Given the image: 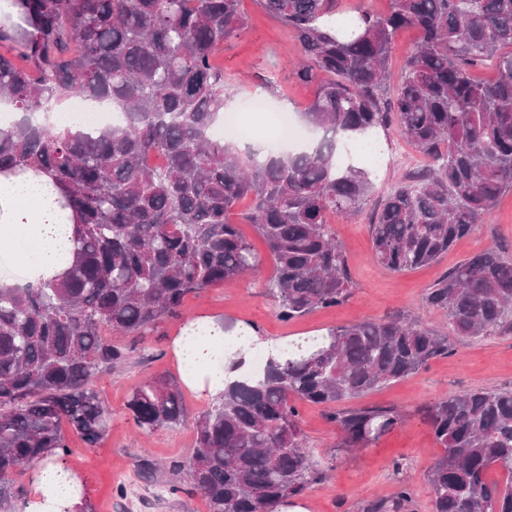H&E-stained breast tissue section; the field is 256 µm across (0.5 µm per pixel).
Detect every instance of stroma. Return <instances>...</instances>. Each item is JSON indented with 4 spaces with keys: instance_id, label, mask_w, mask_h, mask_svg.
Masks as SVG:
<instances>
[{
    "instance_id": "35a3bbf8",
    "label": "stroma",
    "mask_w": 512,
    "mask_h": 512,
    "mask_svg": "<svg viewBox=\"0 0 512 512\" xmlns=\"http://www.w3.org/2000/svg\"><path fill=\"white\" fill-rule=\"evenodd\" d=\"M246 24L237 35L218 45L215 57L224 68V87L231 108L255 95L270 111L296 112L312 102L316 82H304L293 71L302 50L293 32L267 14L259 0H241ZM385 162L376 172L374 198H381L405 171L421 164V156L404 140L381 143ZM332 227L344 247L353 281L345 304L281 321L274 300L266 296L264 282L272 274L271 261L244 279L190 294L178 320L163 323L143 344L132 337L113 336L115 344L129 348L128 362L102 373L95 382L101 398L112 410V423L96 447H88L76 434H68L71 452L64 464L78 475L94 512H208L199 493L171 495L169 464L186 457L194 446V430L185 425L146 436L125 416L126 402L135 387L149 379L178 378L171 342L183 323L199 316L255 324L263 336L294 340L320 335L327 329L362 319H380L395 312L409 314L428 325L442 322L440 311L425 302L427 289L444 273L474 253L498 245L512 250V190L506 191L476 230L460 240L433 265L404 274L382 269L373 256L365 216L333 217ZM489 385H512V336L454 341L447 356L424 369L364 397L367 405H395L405 414L404 424L377 444L352 454L338 452L339 431L327 419V408L300 406L306 446L329 476L297 503L306 512H363L369 501L389 494L399 480L413 492V512H432L428 474L441 449L417 412L420 404L461 391ZM149 456L156 471L143 474L141 456Z\"/></svg>"
}]
</instances>
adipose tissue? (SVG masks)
<instances>
[{"mask_svg": "<svg viewBox=\"0 0 512 512\" xmlns=\"http://www.w3.org/2000/svg\"><path fill=\"white\" fill-rule=\"evenodd\" d=\"M74 251V216L59 208L50 175L34 169L0 174V266L12 270V284L51 281L69 266ZM195 324L194 331L174 338L172 351L184 386L212 399L243 370L214 354L224 342L217 321L200 316ZM33 486L24 512H70L75 503L60 462L40 466Z\"/></svg>", "mask_w": 512, "mask_h": 512, "instance_id": "1", "label": "adipose tissue"}]
</instances>
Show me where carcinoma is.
Returning a JSON list of instances; mask_svg holds the SVG:
<instances>
[{
	"instance_id": "carcinoma-1",
	"label": "carcinoma",
	"mask_w": 512,
	"mask_h": 512,
	"mask_svg": "<svg viewBox=\"0 0 512 512\" xmlns=\"http://www.w3.org/2000/svg\"><path fill=\"white\" fill-rule=\"evenodd\" d=\"M295 32L296 75L319 80L303 117L322 138L309 151L263 159L213 136L224 115L218 43L245 25L240 0H14L0 25V173H49L76 216L72 264L43 285L0 283V512H17L16 476L70 448L68 424L93 448L112 410L98 374L127 362L107 333L142 339L181 316L185 298L259 269L261 256L232 219L239 201L264 239V283L284 321L351 295L330 217L356 216L375 170L351 146L404 139L425 160L374 211L373 256L403 273L428 266L475 231L512 190V0H390L379 15L336 12V0H260ZM420 38L390 91L397 32ZM487 63L493 79L467 66ZM72 97L116 107L94 133L40 118ZM163 156L160 168L148 155ZM448 327L393 314L288 343L284 360L224 387L193 418L180 386L158 376L137 387L126 415L146 435L192 422L188 457L168 491L201 493L208 512H274L324 481L306 447L298 405L333 407L343 451L400 426L396 406H343L448 355L451 338L512 336V258L489 247L425 295ZM442 453L430 469L432 512H512V386L490 385L423 403ZM507 470L505 486L489 479ZM403 482L365 512H407Z\"/></svg>"
}]
</instances>
